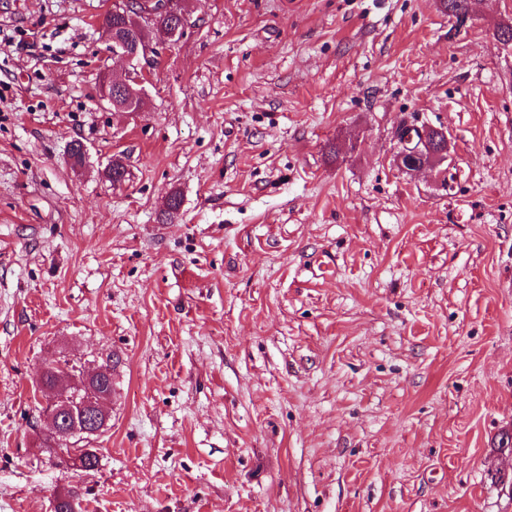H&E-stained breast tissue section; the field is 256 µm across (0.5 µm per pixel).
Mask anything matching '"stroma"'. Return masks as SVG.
<instances>
[{
  "mask_svg": "<svg viewBox=\"0 0 512 512\" xmlns=\"http://www.w3.org/2000/svg\"><path fill=\"white\" fill-rule=\"evenodd\" d=\"M186 5L117 112L111 0H0V512H512V0ZM62 356L112 365L92 471ZM418 132H419V137L413 144V147L407 148V150L403 149L398 155L397 164L401 169H403L405 171H408V170L403 166L402 159L406 154L409 153L408 150H410L413 154H415V153L420 152L421 150H424V147L426 146V150H425L426 157L424 160V162L425 161L426 162L424 163L422 168L432 167L438 163H442L448 157V144H447L446 138H440L438 136H433V137L429 138V135L432 136V134L429 133V129L426 130V129L421 128V129H419V131L416 130L415 136H418Z\"/></svg>",
  "mask_w": 512,
  "mask_h": 512,
  "instance_id": "stroma-1",
  "label": "stroma"
}]
</instances>
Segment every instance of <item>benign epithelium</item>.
<instances>
[{
	"mask_svg": "<svg viewBox=\"0 0 512 512\" xmlns=\"http://www.w3.org/2000/svg\"><path fill=\"white\" fill-rule=\"evenodd\" d=\"M111 13L123 16L138 33L154 29L157 14H169L178 19V24L171 34H163L162 41H173L180 37L190 19L184 9V0H162L155 4L151 0H112ZM105 41L110 52L119 56L126 63L124 83H112V73H103L99 84V98L121 112L134 111L135 104L123 102L129 94L137 92L147 81V68L158 64L157 44L143 38L135 45H123L112 33L109 26L103 27ZM425 151L424 166L432 167L444 162L448 157L447 140L438 136H429V131L419 129V137L410 149L402 150L397 164H402L403 157L412 152ZM61 367L69 374L68 382L51 394L46 415L51 421L57 447L68 448L71 440L84 435L101 432L109 421L105 394L94 388L92 377L102 370L86 371V367L75 365L70 359Z\"/></svg>",
	"mask_w": 512,
	"mask_h": 512,
	"instance_id": "1",
	"label": "benign epithelium"
}]
</instances>
